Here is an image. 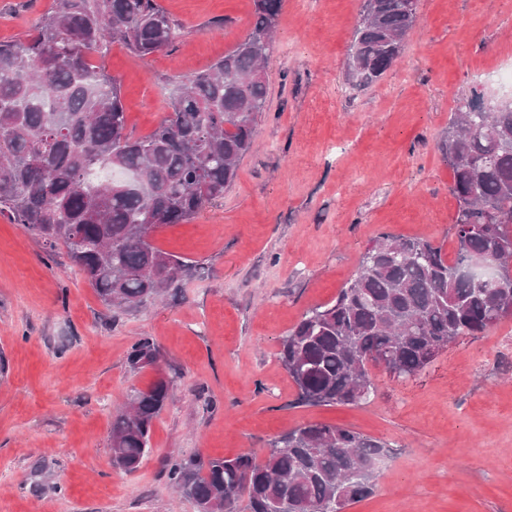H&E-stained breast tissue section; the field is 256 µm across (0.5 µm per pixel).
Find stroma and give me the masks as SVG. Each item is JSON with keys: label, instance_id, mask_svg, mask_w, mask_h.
Instances as JSON below:
<instances>
[{"label": "stroma", "instance_id": "stroma-1", "mask_svg": "<svg viewBox=\"0 0 512 512\" xmlns=\"http://www.w3.org/2000/svg\"><path fill=\"white\" fill-rule=\"evenodd\" d=\"M52 0H0V41ZM176 52L113 43L129 130L169 113L173 82L208 69L249 30L252 0H157ZM362 0H282L255 147L219 204L154 242L192 266L159 304L105 305L64 250L0 216V512H196L169 459L263 454L298 425L385 442L376 488L346 512H512V317L448 345L411 378L373 368L358 405L305 407L277 358L309 308L332 301L378 234L455 251L457 203L442 145L479 71L512 65V0H419L402 56L369 88L344 83ZM151 337L158 368L126 355ZM173 382L151 454L113 466L112 419L132 389ZM48 466L54 487H36Z\"/></svg>", "mask_w": 512, "mask_h": 512}]
</instances>
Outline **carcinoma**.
<instances>
[{
    "label": "carcinoma",
    "instance_id": "cac0c4a2",
    "mask_svg": "<svg viewBox=\"0 0 512 512\" xmlns=\"http://www.w3.org/2000/svg\"><path fill=\"white\" fill-rule=\"evenodd\" d=\"M246 36L208 70L178 82L171 113L149 134L128 131L118 79L104 59L115 40L140 57L170 52L182 26L157 0H53L22 39L0 41V215L66 249L100 300L136 309L189 276L184 258L150 233L183 224L224 199L254 146L267 108L268 62L282 0H254ZM418 0H364L345 60L361 91L400 59ZM457 201L456 257L443 246L388 233L353 277L309 308L281 339L279 360L306 406L357 404L376 392L371 369L420 374L457 338L512 316V279L479 282L473 263L512 258V104L475 112L459 104L443 145ZM148 336L127 353L132 371L156 364ZM158 376L134 389L112 420V464L135 471L154 420L171 398ZM386 445L347 428L308 423L279 435L263 457L174 458L169 483L197 512H344L369 496L368 464Z\"/></svg>",
    "mask_w": 512,
    "mask_h": 512
}]
</instances>
